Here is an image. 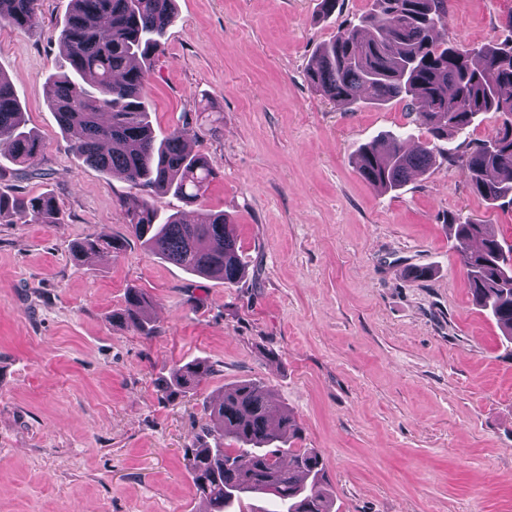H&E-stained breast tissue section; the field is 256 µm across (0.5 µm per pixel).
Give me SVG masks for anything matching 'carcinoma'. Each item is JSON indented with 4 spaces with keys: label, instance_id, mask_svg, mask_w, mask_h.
<instances>
[{
    "label": "carcinoma",
    "instance_id": "carcinoma-1",
    "mask_svg": "<svg viewBox=\"0 0 512 512\" xmlns=\"http://www.w3.org/2000/svg\"><path fill=\"white\" fill-rule=\"evenodd\" d=\"M38 0H0V23L29 31L39 24ZM447 0H373L371 12L350 23L319 47L308 77L338 105H384L393 100L426 109L419 118L431 141L409 150L403 135L358 147L354 162L379 190H395L435 162L434 141L453 142L482 115L492 114L495 133L473 151L456 155L475 194L492 205L512 207V17L510 35L500 43L463 50L448 31ZM175 18L174 0H70L59 31L65 64L46 91L62 132L86 164L123 179L135 194L124 202L133 237L160 259L226 286L245 274L236 239L224 213L210 212L191 224L177 214L159 220L152 196L172 193L200 201L215 173L207 158L186 148L175 128L157 137L146 104L147 76L165 51L162 42ZM10 143L9 161L38 170L42 142L26 130L20 101L0 74V140ZM19 215L30 224H60L55 199L0 191V221ZM456 238L476 240L460 251L468 288L512 340V244L492 225L448 216ZM120 239L88 236L74 248L82 258L100 250L119 253ZM150 297L127 293L119 319L146 336L157 333L150 319ZM214 372L206 360L171 368L162 380L165 395L186 396L199 379ZM270 390L257 380L224 387L207 406L218 424L205 425L186 449L188 468L206 512H231L248 496H267V512H332L322 457L287 444L300 429L287 412L272 415Z\"/></svg>",
    "mask_w": 512,
    "mask_h": 512
}]
</instances>
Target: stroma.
Returning <instances> with one entry per match:
<instances>
[{
	"label": "stroma",
	"mask_w": 512,
	"mask_h": 512,
	"mask_svg": "<svg viewBox=\"0 0 512 512\" xmlns=\"http://www.w3.org/2000/svg\"><path fill=\"white\" fill-rule=\"evenodd\" d=\"M70 0H38L29 32L0 24V71L44 144L41 177L59 224L0 223V512H204L185 450L206 401L263 382L324 459L336 512H512V349L471 300L449 214L512 241V208L473 193L460 167L394 191L369 185L361 144L411 125L404 103L343 108L307 71L314 51L371 0H176L150 75L155 129L183 128L216 173L198 220L224 212L248 265L227 286L163 262L131 236L126 182L88 166L58 127L46 80L63 64ZM512 0H448L462 48L497 41ZM219 113L209 122L201 110ZM93 235L121 253L72 260ZM428 265L418 281L410 268ZM152 299L154 337L112 321L128 289ZM213 364L167 398L170 369Z\"/></svg>",
	"instance_id": "stroma-1"
}]
</instances>
